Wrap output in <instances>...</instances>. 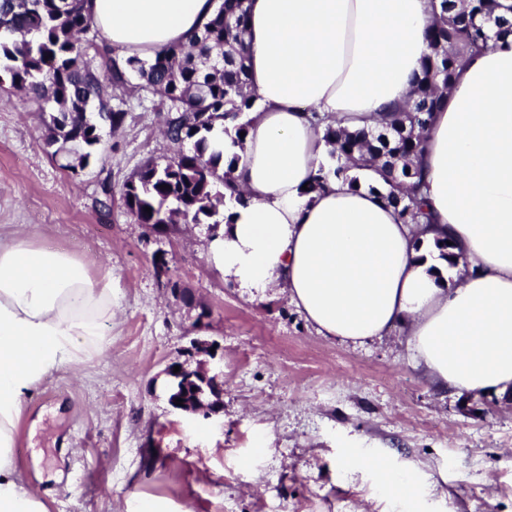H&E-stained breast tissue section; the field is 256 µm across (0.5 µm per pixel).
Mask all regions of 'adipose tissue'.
I'll list each match as a JSON object with an SVG mask.
<instances>
[{
    "instance_id": "1",
    "label": "adipose tissue",
    "mask_w": 512,
    "mask_h": 512,
    "mask_svg": "<svg viewBox=\"0 0 512 512\" xmlns=\"http://www.w3.org/2000/svg\"><path fill=\"white\" fill-rule=\"evenodd\" d=\"M217 0H85L116 60L188 43ZM431 0H249L246 90L254 104L233 172L245 203L228 202L209 246L241 287L284 288L326 337L353 345L403 330L436 383L474 396L512 390V36L468 58L425 132L417 164L433 217L406 224L364 169L363 187L329 176L324 121L380 126L406 104ZM459 254L447 268L434 243ZM112 274L0 235V512H47L15 458V428L48 374L103 352Z\"/></svg>"
}]
</instances>
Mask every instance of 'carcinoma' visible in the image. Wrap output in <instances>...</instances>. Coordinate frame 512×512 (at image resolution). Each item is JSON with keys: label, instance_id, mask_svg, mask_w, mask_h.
<instances>
[{"label": "carcinoma", "instance_id": "obj_1", "mask_svg": "<svg viewBox=\"0 0 512 512\" xmlns=\"http://www.w3.org/2000/svg\"><path fill=\"white\" fill-rule=\"evenodd\" d=\"M84 0H0V87L7 83L33 95L50 112L47 144L63 168L84 170L100 142L103 126L116 130L125 112L109 104V89L137 74L139 89L159 96L167 112L168 140L193 142V151L148 160L123 188L125 205L135 223L157 230L181 222L220 224L219 205L243 192L231 177L238 161L212 147V133L222 127L233 144L248 132L242 114L253 101L245 91L247 54L246 0H222L216 17L194 35L187 47L172 46L148 62L136 57L120 65L110 60L106 76L85 59L82 34L94 22ZM441 20L427 31L431 53L421 64L415 99L395 116L390 127L348 132L329 124L324 131L336 158V176L379 163L389 191L385 201L405 223L430 219L424 209L426 184L416 163L423 150L431 114L444 99L454 73L468 56L487 48L493 38L512 35V6L500 0H440ZM151 208L146 213L144 208Z\"/></svg>", "mask_w": 512, "mask_h": 512}]
</instances>
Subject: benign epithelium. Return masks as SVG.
Listing matches in <instances>:
<instances>
[{
  "label": "benign epithelium",
  "mask_w": 512,
  "mask_h": 512,
  "mask_svg": "<svg viewBox=\"0 0 512 512\" xmlns=\"http://www.w3.org/2000/svg\"><path fill=\"white\" fill-rule=\"evenodd\" d=\"M180 371H174V367ZM166 376L165 392L170 406L188 414L202 413L209 417L223 411V387L219 386V374L210 373L207 364L199 362L189 369L184 363L174 361L163 370ZM183 400L176 405V400Z\"/></svg>",
  "instance_id": "benign-epithelium-1"
}]
</instances>
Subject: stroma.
Returning a JSON list of instances; mask_svg holds the SVG:
<instances>
[{
  "label": "stroma",
  "mask_w": 512,
  "mask_h": 512,
  "mask_svg": "<svg viewBox=\"0 0 512 512\" xmlns=\"http://www.w3.org/2000/svg\"><path fill=\"white\" fill-rule=\"evenodd\" d=\"M0 106V233L111 270L107 350L43 379L16 457L47 512H512V393L463 396L416 366L401 335L320 336L276 288L252 297L208 259L212 220L156 233L125 182L190 151L164 136L156 95L114 90L126 113L90 165L61 167L32 95ZM216 341L224 410H173L163 370L193 337ZM413 474L395 493L379 462Z\"/></svg>",
  "instance_id": "35a3bbf8"
}]
</instances>
